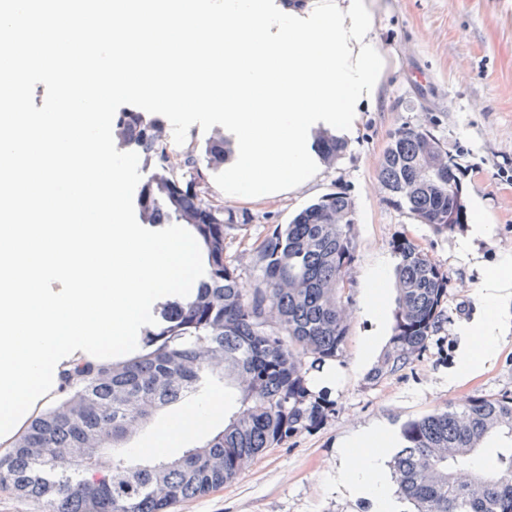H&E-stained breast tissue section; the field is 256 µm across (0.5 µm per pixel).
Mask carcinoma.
<instances>
[{
    "instance_id": "1",
    "label": "carcinoma",
    "mask_w": 512,
    "mask_h": 512,
    "mask_svg": "<svg viewBox=\"0 0 512 512\" xmlns=\"http://www.w3.org/2000/svg\"><path fill=\"white\" fill-rule=\"evenodd\" d=\"M115 146L138 152L153 172L137 197L140 221L180 224L199 244L205 273L188 296L156 304V324L140 333V349L110 363L78 364L65 376L63 397L33 417L14 449L0 457V487L34 501L40 512H170L178 502L234 480L266 449L311 427L327 404L309 400L302 355L321 363L342 351L347 323L341 305L353 260L352 203L321 197L277 227L259 247L261 284L238 288L224 251L234 226L224 206L208 199V172L224 165L231 142L216 132L203 152L188 147L173 159L164 125L147 112L121 111ZM347 147L326 131L314 148L331 163ZM432 161L433 179L421 166ZM381 184L423 224L442 233L452 210L464 223V187L457 165L426 128L396 131L380 166ZM214 223L199 222L201 209ZM401 258L390 349L375 368L382 377L414 360L444 314L447 277L407 238L393 243ZM216 387L237 392L224 429L175 457L133 460L128 441L161 411L206 397ZM506 446L486 467L473 454L490 434ZM393 460L397 492L415 512H512V396H481L406 423Z\"/></svg>"
}]
</instances>
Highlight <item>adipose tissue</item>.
Wrapping results in <instances>:
<instances>
[{"instance_id": "ef3b65f1", "label": "adipose tissue", "mask_w": 512, "mask_h": 512, "mask_svg": "<svg viewBox=\"0 0 512 512\" xmlns=\"http://www.w3.org/2000/svg\"><path fill=\"white\" fill-rule=\"evenodd\" d=\"M512 299V258L503 259L499 266L486 278L480 296L483 316L477 322L465 325L461 334L465 347L456 370L457 376L468 374L473 365L474 355L491 359L502 339L503 306ZM224 402L215 396L208 401L187 406L178 422L157 427V448L178 444L185 436L197 428L211 415L221 412ZM377 444L375 452H367L366 447ZM394 439L390 434L368 430L357 432L348 440V450L343 454L338 472L340 482L351 492L372 498L378 512H391L392 499L384 451L392 447Z\"/></svg>"}]
</instances>
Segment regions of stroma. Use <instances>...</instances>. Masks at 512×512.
I'll return each instance as SVG.
<instances>
[{
    "label": "stroma",
    "mask_w": 512,
    "mask_h": 512,
    "mask_svg": "<svg viewBox=\"0 0 512 512\" xmlns=\"http://www.w3.org/2000/svg\"><path fill=\"white\" fill-rule=\"evenodd\" d=\"M373 10L372 36L388 66L376 107L347 133L346 151L303 187L270 201L248 204L209 187L235 218L225 254L237 265L247 296L259 282L257 248L276 226L322 196L351 200L354 260L343 298L348 332L342 353L328 361L337 374L335 385L320 393L328 409L317 425L266 449L233 481L172 512H375L372 500L336 482L344 441L374 427L397 436L407 422L475 397L512 396V330L495 358L476 361L468 376H453L461 329L480 314L481 284L503 258H512V0H374ZM419 125L457 163L466 208L480 207L492 227L489 237L474 240L469 256L457 250L466 225L435 232L407 206L390 202L380 182L392 135ZM401 237L419 244L447 275L445 318L425 351L377 378L397 293L393 280L383 282V308L376 314L365 302L364 285L379 265L395 272L400 258L392 243Z\"/></svg>",
    "instance_id": "stroma-1"
}]
</instances>
